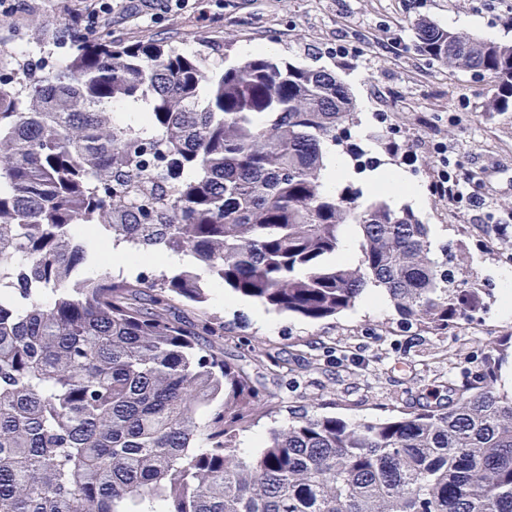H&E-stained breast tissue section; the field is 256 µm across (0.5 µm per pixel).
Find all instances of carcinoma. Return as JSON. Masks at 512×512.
I'll list each match as a JSON object with an SVG mask.
<instances>
[{"instance_id":"1","label":"carcinoma","mask_w":512,"mask_h":512,"mask_svg":"<svg viewBox=\"0 0 512 512\" xmlns=\"http://www.w3.org/2000/svg\"><path fill=\"white\" fill-rule=\"evenodd\" d=\"M31 29L70 53L0 57V512H512L500 357L446 404L372 422L303 409L247 454L236 436L261 391L199 340L224 320L172 316L211 280L312 321L370 285L425 330L480 308L410 208L325 189L336 130L358 123L347 87L262 54L220 67L218 43ZM416 35L491 79L488 111L512 112V44L429 20ZM84 228L144 264L185 262L147 281L89 274Z\"/></svg>"}]
</instances>
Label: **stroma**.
<instances>
[{
	"mask_svg": "<svg viewBox=\"0 0 512 512\" xmlns=\"http://www.w3.org/2000/svg\"><path fill=\"white\" fill-rule=\"evenodd\" d=\"M35 18L63 23L61 0H25L10 27L0 29V52L29 43ZM421 19L512 44V0H211L206 22L190 9L149 20L118 8L106 23L113 38L124 41L173 37L193 49L203 40L223 41L228 66L246 58L247 47L270 45L273 61L331 71L343 81L357 76L350 92L361 122L350 130L353 140L379 166L394 167L422 188L417 217L435 245L447 247L457 284L483 291L481 308L444 333L401 326L388 302L375 309L359 303L321 321L281 315L272 330L212 298L200 308L177 304L173 314L188 326L205 311L222 317L224 333L213 344L263 384L264 403L245 435L265 436L274 420L319 403L337 417L371 421L447 402L449 383L463 381L499 344L503 370L512 369V311L501 306L512 246L497 240L494 225L468 220L430 193L438 162L421 147L428 139L446 142L449 159L475 175L498 220L507 221L512 112H486L488 77L448 70L419 51L415 24Z\"/></svg>",
	"mask_w": 512,
	"mask_h": 512,
	"instance_id": "obj_1",
	"label": "stroma"
}]
</instances>
